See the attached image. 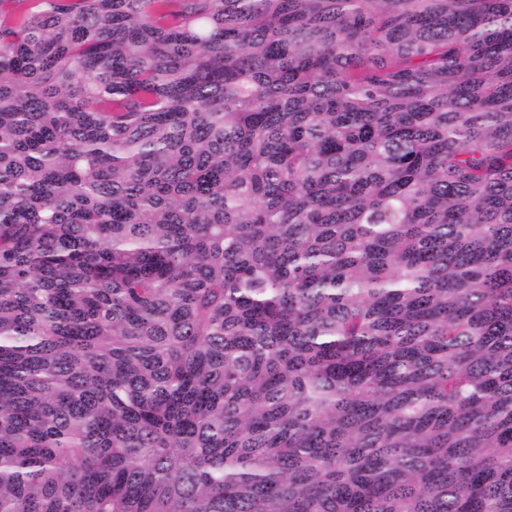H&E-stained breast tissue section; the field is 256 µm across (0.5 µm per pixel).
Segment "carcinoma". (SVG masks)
<instances>
[{
	"instance_id": "obj_1",
	"label": "carcinoma",
	"mask_w": 512,
	"mask_h": 512,
	"mask_svg": "<svg viewBox=\"0 0 512 512\" xmlns=\"http://www.w3.org/2000/svg\"><path fill=\"white\" fill-rule=\"evenodd\" d=\"M0 512H512V0H0Z\"/></svg>"
}]
</instances>
